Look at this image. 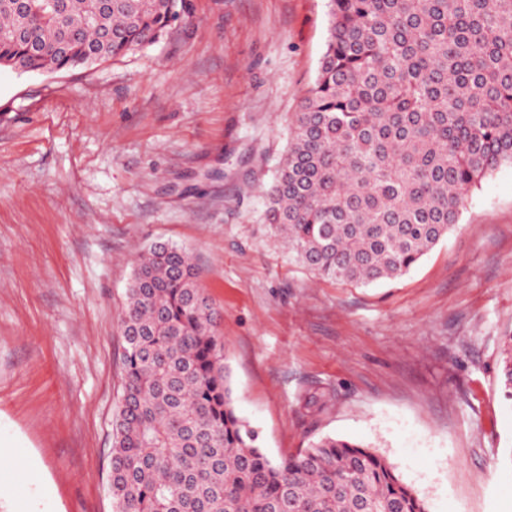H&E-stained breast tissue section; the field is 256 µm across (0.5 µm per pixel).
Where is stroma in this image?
<instances>
[{"instance_id":"35a3bbf8","label":"stroma","mask_w":512,"mask_h":512,"mask_svg":"<svg viewBox=\"0 0 512 512\" xmlns=\"http://www.w3.org/2000/svg\"><path fill=\"white\" fill-rule=\"evenodd\" d=\"M327 0H186L88 67H0V512H114L120 324L139 252L190 250L237 414L271 459L330 435L428 512H512V165L401 278L324 280L263 222ZM502 355L501 374L504 395L508 400H512V332L503 336Z\"/></svg>"}]
</instances>
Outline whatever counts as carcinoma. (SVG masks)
Returning a JSON list of instances; mask_svg holds the SVG:
<instances>
[{
    "instance_id": "carcinoma-1",
    "label": "carcinoma",
    "mask_w": 512,
    "mask_h": 512,
    "mask_svg": "<svg viewBox=\"0 0 512 512\" xmlns=\"http://www.w3.org/2000/svg\"><path fill=\"white\" fill-rule=\"evenodd\" d=\"M0 0V66L75 68L154 43L185 0ZM512 165V0H328V38L264 220L340 283L395 281L448 236L473 187ZM190 254L138 257L121 320L117 512H427L369 444L322 437L278 461L234 408ZM512 400V332L503 337Z\"/></svg>"
}]
</instances>
